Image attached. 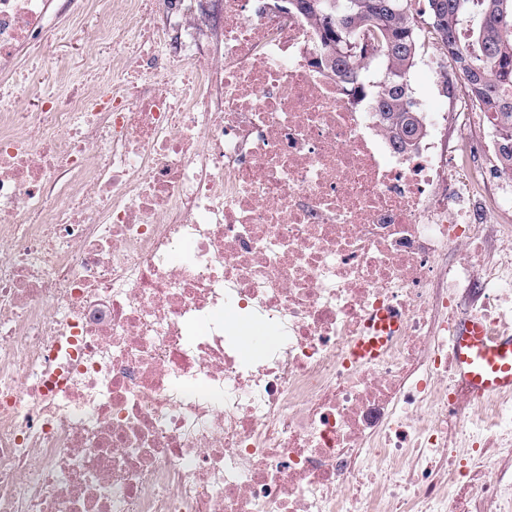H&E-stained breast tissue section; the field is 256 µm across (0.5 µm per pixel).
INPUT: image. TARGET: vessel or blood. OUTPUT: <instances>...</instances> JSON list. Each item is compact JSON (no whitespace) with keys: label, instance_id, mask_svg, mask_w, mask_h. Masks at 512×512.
Returning a JSON list of instances; mask_svg holds the SVG:
<instances>
[{"label":"vessel or blood","instance_id":"obj_1","mask_svg":"<svg viewBox=\"0 0 512 512\" xmlns=\"http://www.w3.org/2000/svg\"><path fill=\"white\" fill-rule=\"evenodd\" d=\"M455 372L469 396L512 392V336L490 337L477 315L457 322L451 337Z\"/></svg>","mask_w":512,"mask_h":512}]
</instances>
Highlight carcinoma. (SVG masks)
<instances>
[{"label":"carcinoma","mask_w":512,"mask_h":512,"mask_svg":"<svg viewBox=\"0 0 512 512\" xmlns=\"http://www.w3.org/2000/svg\"><path fill=\"white\" fill-rule=\"evenodd\" d=\"M413 0H288V9L315 26L326 70L354 98L358 63L379 59L385 75L377 87L376 117L400 152L425 133L411 100L409 73L420 42ZM427 25L439 50L462 80L476 109L491 117L499 170L512 172V0H427Z\"/></svg>","instance_id":"carcinoma-1"}]
</instances>
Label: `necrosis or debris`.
<instances>
[{"instance_id":"necrosis-or-debris-1","label":"necrosis or debris","mask_w":512,"mask_h":512,"mask_svg":"<svg viewBox=\"0 0 512 512\" xmlns=\"http://www.w3.org/2000/svg\"><path fill=\"white\" fill-rule=\"evenodd\" d=\"M57 2L0 0V512H512V394L448 377L464 282L512 332V225L459 198L512 187L462 136L452 193L429 103L396 151L275 0H81L112 68L39 93Z\"/></svg>"}]
</instances>
